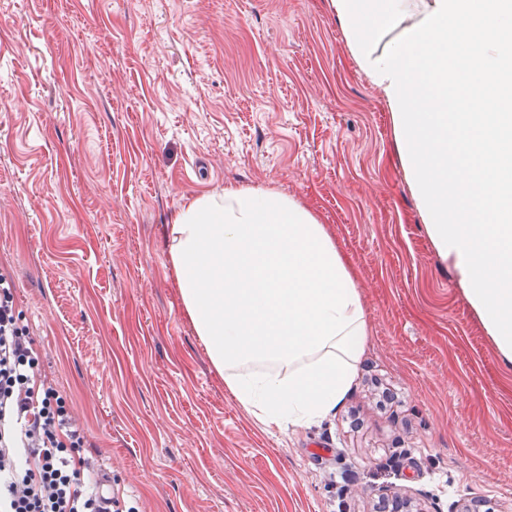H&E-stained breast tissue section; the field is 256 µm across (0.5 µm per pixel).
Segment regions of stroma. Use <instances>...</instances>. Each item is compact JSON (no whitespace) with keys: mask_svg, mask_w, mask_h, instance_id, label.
<instances>
[{"mask_svg":"<svg viewBox=\"0 0 512 512\" xmlns=\"http://www.w3.org/2000/svg\"><path fill=\"white\" fill-rule=\"evenodd\" d=\"M327 0H0V265L127 512H512V367L433 248ZM310 209L370 328L336 410L264 429L181 303L166 230L225 186Z\"/></svg>","mask_w":512,"mask_h":512,"instance_id":"obj_1","label":"stroma"}]
</instances>
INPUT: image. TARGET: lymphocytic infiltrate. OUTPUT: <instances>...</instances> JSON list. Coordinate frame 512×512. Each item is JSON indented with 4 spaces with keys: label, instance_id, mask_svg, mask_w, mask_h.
Listing matches in <instances>:
<instances>
[{
    "label": "lymphocytic infiltrate",
    "instance_id": "f902f5d3",
    "mask_svg": "<svg viewBox=\"0 0 512 512\" xmlns=\"http://www.w3.org/2000/svg\"><path fill=\"white\" fill-rule=\"evenodd\" d=\"M68 401L42 373L0 272V512H104Z\"/></svg>",
    "mask_w": 512,
    "mask_h": 512
}]
</instances>
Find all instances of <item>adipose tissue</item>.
Masks as SVG:
<instances>
[{"mask_svg": "<svg viewBox=\"0 0 512 512\" xmlns=\"http://www.w3.org/2000/svg\"><path fill=\"white\" fill-rule=\"evenodd\" d=\"M390 112L426 233L512 364V0H328ZM169 258L224 386L264 427L327 417L369 326L346 257L308 208L228 185L177 209Z\"/></svg>", "mask_w": 512, "mask_h": 512, "instance_id": "adipose-tissue-1", "label": "adipose tissue"}]
</instances>
